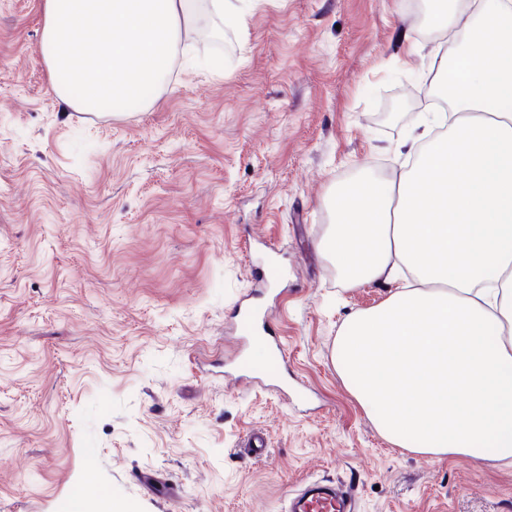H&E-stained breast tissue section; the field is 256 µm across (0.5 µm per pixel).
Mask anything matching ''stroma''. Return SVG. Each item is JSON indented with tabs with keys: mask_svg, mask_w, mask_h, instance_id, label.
I'll list each match as a JSON object with an SVG mask.
<instances>
[{
	"mask_svg": "<svg viewBox=\"0 0 512 512\" xmlns=\"http://www.w3.org/2000/svg\"><path fill=\"white\" fill-rule=\"evenodd\" d=\"M44 0H0V512L76 487L137 512H286L330 481L356 512H512V465L377 431L332 360L353 313L319 244L354 173L395 181L449 42L428 0H231L138 105L82 118L50 89ZM280 344L262 380L240 313ZM254 429L267 455L242 447ZM153 474L156 490L139 473Z\"/></svg>",
	"mask_w": 512,
	"mask_h": 512,
	"instance_id": "35a3bbf8",
	"label": "stroma"
}]
</instances>
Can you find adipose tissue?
<instances>
[{"mask_svg": "<svg viewBox=\"0 0 512 512\" xmlns=\"http://www.w3.org/2000/svg\"><path fill=\"white\" fill-rule=\"evenodd\" d=\"M227 0H45L41 52L78 109L141 100L170 74L201 18ZM463 35L435 70L443 134L414 140L399 181L338 187L322 251L347 287L413 284L354 313L340 377L394 446L512 464V0H433Z\"/></svg>", "mask_w": 512, "mask_h": 512, "instance_id": "obj_1", "label": "adipose tissue"}]
</instances>
